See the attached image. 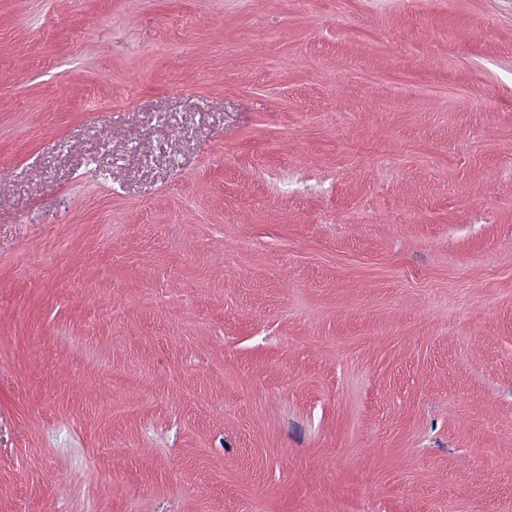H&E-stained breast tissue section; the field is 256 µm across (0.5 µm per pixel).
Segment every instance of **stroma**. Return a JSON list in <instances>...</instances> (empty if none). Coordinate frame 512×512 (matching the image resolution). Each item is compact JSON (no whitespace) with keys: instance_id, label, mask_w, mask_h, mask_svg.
I'll return each mask as SVG.
<instances>
[{"instance_id":"obj_1","label":"stroma","mask_w":512,"mask_h":512,"mask_svg":"<svg viewBox=\"0 0 512 512\" xmlns=\"http://www.w3.org/2000/svg\"><path fill=\"white\" fill-rule=\"evenodd\" d=\"M0 512H512V0H0Z\"/></svg>"}]
</instances>
